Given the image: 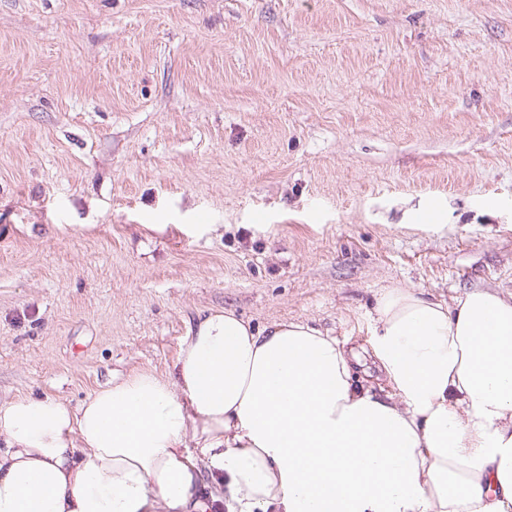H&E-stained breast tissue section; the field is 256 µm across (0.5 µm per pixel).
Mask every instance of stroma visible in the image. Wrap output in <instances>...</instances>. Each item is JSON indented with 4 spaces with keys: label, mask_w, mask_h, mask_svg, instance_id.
<instances>
[{
    "label": "stroma",
    "mask_w": 512,
    "mask_h": 512,
    "mask_svg": "<svg viewBox=\"0 0 512 512\" xmlns=\"http://www.w3.org/2000/svg\"><path fill=\"white\" fill-rule=\"evenodd\" d=\"M512 295V0H0V404L165 376L197 312L363 353Z\"/></svg>",
    "instance_id": "1"
}]
</instances>
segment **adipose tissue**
Here are the masks:
<instances>
[{
  "mask_svg": "<svg viewBox=\"0 0 512 512\" xmlns=\"http://www.w3.org/2000/svg\"><path fill=\"white\" fill-rule=\"evenodd\" d=\"M386 388L302 323L198 313L173 368L0 405V512H512V298L388 288Z\"/></svg>",
  "mask_w": 512,
  "mask_h": 512,
  "instance_id": "adipose-tissue-1",
  "label": "adipose tissue"
}]
</instances>
